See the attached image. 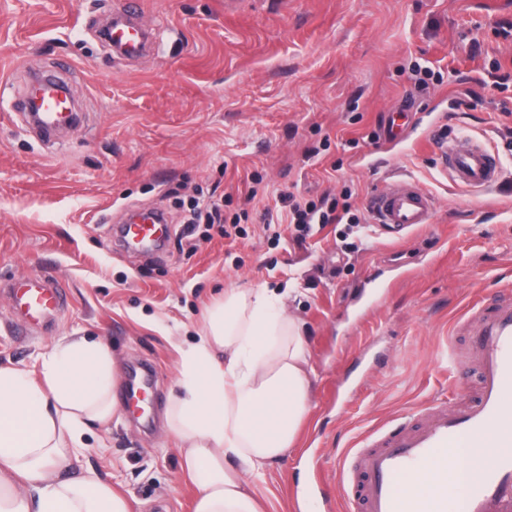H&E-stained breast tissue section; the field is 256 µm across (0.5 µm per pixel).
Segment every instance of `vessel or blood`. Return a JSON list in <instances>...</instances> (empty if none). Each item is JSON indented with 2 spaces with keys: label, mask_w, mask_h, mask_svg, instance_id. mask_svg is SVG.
<instances>
[{
  "label": "vessel or blood",
  "mask_w": 512,
  "mask_h": 512,
  "mask_svg": "<svg viewBox=\"0 0 512 512\" xmlns=\"http://www.w3.org/2000/svg\"><path fill=\"white\" fill-rule=\"evenodd\" d=\"M141 0H125L112 14V52L142 57L153 36L136 17ZM59 78L42 73L26 84L14 104L28 111L38 103L37 122L52 134L79 121L69 92ZM437 152L445 172L460 187L493 188L499 161L485 145L459 146L457 138L438 141ZM370 208L378 224L400 231L429 223L435 198L401 180L377 191ZM161 225L124 224L121 233L128 245H153ZM6 292L15 316L25 325L52 318L63 303V290L46 276L35 274L8 282ZM453 334L470 339L468 363L476 373L473 398L465 403L436 400L422 422L403 417L392 429H378L345 453L340 465L343 485L358 481L357 493L345 498L346 512H512V431L497 430V423L512 411V289L503 287L470 305L456 320ZM464 451L456 479L448 477V452ZM426 475L435 486L431 497L412 489L410 482Z\"/></svg>",
  "instance_id": "1"
}]
</instances>
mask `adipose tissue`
<instances>
[{"mask_svg":"<svg viewBox=\"0 0 512 512\" xmlns=\"http://www.w3.org/2000/svg\"><path fill=\"white\" fill-rule=\"evenodd\" d=\"M266 290L229 289L183 351L166 430L197 490L193 512H260L252 486L296 442L312 382L300 324ZM112 356L84 336L56 340L39 369L0 366V512H132L80 469L89 429L116 410Z\"/></svg>","mask_w":512,"mask_h":512,"instance_id":"ef3b65f1","label":"adipose tissue"}]
</instances>
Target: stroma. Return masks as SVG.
Instances as JSON below:
<instances>
[{
  "instance_id": "stroma-1",
  "label": "stroma",
  "mask_w": 512,
  "mask_h": 512,
  "mask_svg": "<svg viewBox=\"0 0 512 512\" xmlns=\"http://www.w3.org/2000/svg\"><path fill=\"white\" fill-rule=\"evenodd\" d=\"M120 0H0V284L44 272L66 285L58 316L18 334L0 293V365L29 368L53 341L101 340L121 384L139 363L154 370L150 413L119 407L85 435L83 463L125 491L133 512H192L164 410L181 351L227 288L282 296L304 326L312 370L310 414L295 446L257 481L264 512L342 507L338 464L376 428L423 414L432 401L475 389L448 356L454 322L477 298L512 285V115L495 111L512 86V10L492 0H142L160 32L136 61L115 59L95 35ZM441 69L423 93L410 63ZM54 69L82 120L40 137L12 118L32 69ZM404 111L399 137L361 142ZM463 131L501 162L496 186L458 187L429 145ZM358 139L350 147L349 139ZM320 154L308 158L310 148ZM269 192L304 199L371 192L406 180L434 196L430 223L408 232L349 224L244 235L189 224L200 193L243 207L250 174ZM158 208L162 253L123 252L113 236L128 211ZM197 245L179 248L182 236Z\"/></svg>"
}]
</instances>
